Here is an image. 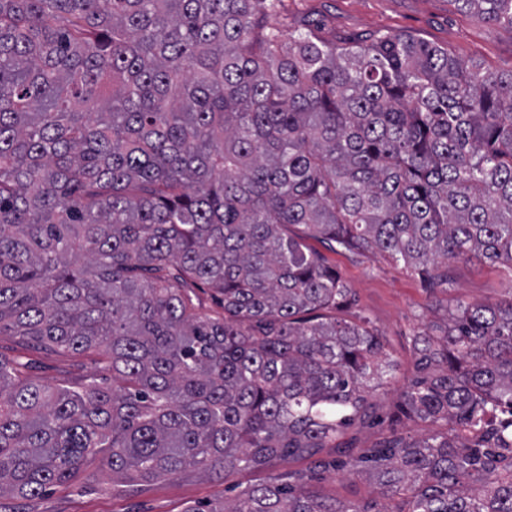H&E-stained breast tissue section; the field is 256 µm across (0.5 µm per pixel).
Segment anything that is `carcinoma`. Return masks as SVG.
Returning a JSON list of instances; mask_svg holds the SVG:
<instances>
[{"instance_id": "1", "label": "carcinoma", "mask_w": 512, "mask_h": 512, "mask_svg": "<svg viewBox=\"0 0 512 512\" xmlns=\"http://www.w3.org/2000/svg\"><path fill=\"white\" fill-rule=\"evenodd\" d=\"M281 2L0 0V331L112 369L50 387L0 354V512L93 457L125 496L297 460L382 496L286 471L186 512H512V299L418 331L399 411L433 431L357 451L395 362L308 245L431 288L512 268V70L407 35L286 42L260 22ZM454 2L512 27V0ZM314 491L321 496L338 498L355 504L378 498V489L365 476L348 477L336 472L324 473L314 478Z\"/></svg>"}]
</instances>
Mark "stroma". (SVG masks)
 <instances>
[{
	"instance_id": "obj_1",
	"label": "stroma",
	"mask_w": 512,
	"mask_h": 512,
	"mask_svg": "<svg viewBox=\"0 0 512 512\" xmlns=\"http://www.w3.org/2000/svg\"><path fill=\"white\" fill-rule=\"evenodd\" d=\"M266 28L283 37L314 31L332 42L362 41L377 35H410L445 47L449 53L497 71L512 69V28L483 20L457 9L451 0H283L280 8L267 12ZM355 298L342 310V318L367 320L379 329L384 345L397 364L392 389L375 397L382 425L358 422L347 429L344 440L357 448H369L389 430L409 437L429 433L427 424L397 415V394L415 374L412 337L421 322H438L456 301L499 303L512 297V269L479 260L457 263L447 288L430 291L422 277L403 265L370 255L344 251L328 253ZM0 353L31 366L40 383L56 386L95 374L111 378L98 355H75L66 351H27L16 337L0 335ZM273 469L246 471L226 478L187 472L161 480L137 497L113 491L112 481L99 462H88L68 483L51 487L48 494L31 503L32 512H186L233 498L238 485L262 484ZM314 491L355 504L377 498L378 489L366 477H348L333 472L313 480Z\"/></svg>"
}]
</instances>
